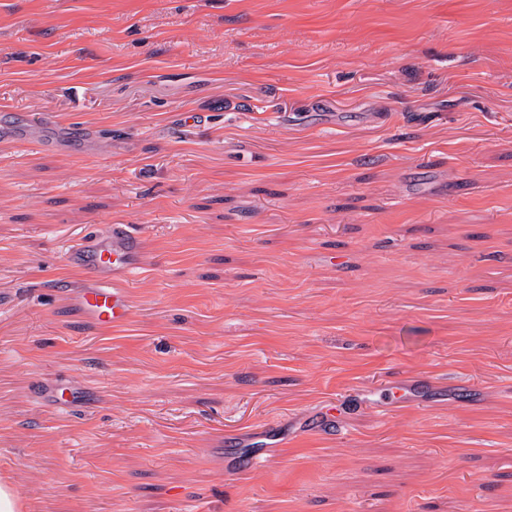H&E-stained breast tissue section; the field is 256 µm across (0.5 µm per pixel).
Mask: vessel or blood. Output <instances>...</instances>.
Segmentation results:
<instances>
[{
	"label": "vessel or blood",
	"mask_w": 512,
	"mask_h": 512,
	"mask_svg": "<svg viewBox=\"0 0 512 512\" xmlns=\"http://www.w3.org/2000/svg\"><path fill=\"white\" fill-rule=\"evenodd\" d=\"M69 259L88 274L76 296L87 320L97 327L125 323L131 312L129 283L145 266L139 238L127 225L116 224L108 237L85 239Z\"/></svg>",
	"instance_id": "b4317fda"
}]
</instances>
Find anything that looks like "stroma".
I'll use <instances>...</instances> for the list:
<instances>
[{"mask_svg": "<svg viewBox=\"0 0 512 512\" xmlns=\"http://www.w3.org/2000/svg\"><path fill=\"white\" fill-rule=\"evenodd\" d=\"M112 224L147 264L100 330L68 253ZM2 477L21 512H512V0H0Z\"/></svg>", "mask_w": 512, "mask_h": 512, "instance_id": "35a3bbf8", "label": "stroma"}]
</instances>
